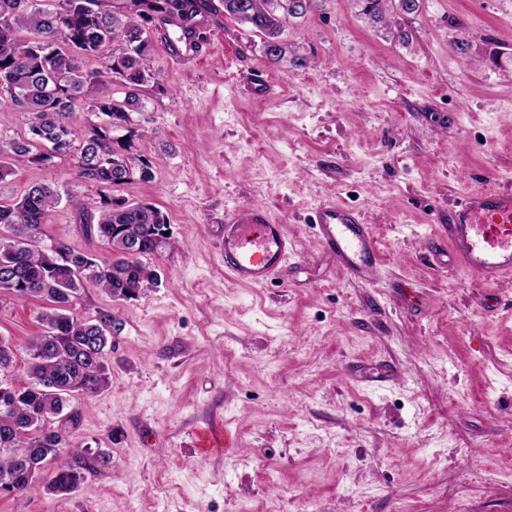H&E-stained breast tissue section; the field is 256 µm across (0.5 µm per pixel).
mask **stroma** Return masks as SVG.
I'll list each match as a JSON object with an SVG mask.
<instances>
[{
	"label": "stroma",
	"mask_w": 512,
	"mask_h": 512,
	"mask_svg": "<svg viewBox=\"0 0 512 512\" xmlns=\"http://www.w3.org/2000/svg\"><path fill=\"white\" fill-rule=\"evenodd\" d=\"M178 65L156 46L136 141L153 166L119 195L166 213L179 246L151 257L157 285L75 311L117 319L110 387L79 397L73 440L105 454L69 496L37 488L0 512H512V279L489 287L436 263L467 195L512 190V0H423L408 42L321 0L283 32L306 67L271 63L233 19ZM271 89L253 93L256 75ZM72 163L14 162L0 195L52 181L91 211ZM331 200L358 211L379 259L339 269L313 227ZM264 205L294 253L274 286L224 273L232 207ZM99 258L61 203L47 234ZM37 302L0 294V338L22 386ZM213 427L231 448L201 455Z\"/></svg>",
	"instance_id": "1"
}]
</instances>
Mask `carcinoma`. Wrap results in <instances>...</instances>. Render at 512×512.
<instances>
[{
  "label": "carcinoma",
  "instance_id": "1",
  "mask_svg": "<svg viewBox=\"0 0 512 512\" xmlns=\"http://www.w3.org/2000/svg\"><path fill=\"white\" fill-rule=\"evenodd\" d=\"M358 14L394 28L405 41L400 21L421 10L422 0H352ZM318 0H0V98H16L23 127L0 143V183L12 173L11 161L43 164L54 158L74 162L80 182L102 191L94 216L72 202L86 236L107 245L112 259L73 248L61 233H46L50 214L61 201L55 184H35L17 198L0 197V274L18 267L22 281L0 284L17 301L45 303L39 320L45 332L27 344L23 387L0 378V497L34 489L30 470L53 469L46 491L75 493L94 469L97 456L72 442L81 412L76 394L96 396L110 385L112 311L79 317L74 308L90 284L114 300H130L158 282L144 262L169 245V218L152 203L129 202L112 192L138 178H152V165L133 149V114L141 111V88L156 82L152 52L164 24L186 26L204 14L236 20L261 39L264 56L302 68L282 38L288 23L311 12ZM92 59L104 68H91ZM83 120L75 139L72 126ZM50 244H43V240Z\"/></svg>",
  "mask_w": 512,
  "mask_h": 512
}]
</instances>
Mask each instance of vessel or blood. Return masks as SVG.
Segmentation results:
<instances>
[{
    "label": "vessel or blood",
    "mask_w": 512,
    "mask_h": 512,
    "mask_svg": "<svg viewBox=\"0 0 512 512\" xmlns=\"http://www.w3.org/2000/svg\"><path fill=\"white\" fill-rule=\"evenodd\" d=\"M169 60L200 58L196 37L166 45ZM315 224L324 247L340 268L355 273L378 259L376 241L357 212L334 203L320 204ZM451 261L493 286L512 278V191L487 190L468 196L447 226ZM293 254L282 224L265 206L254 204L224 214V270L238 283L264 286L277 279Z\"/></svg>",
    "instance_id": "b4317fda"
}]
</instances>
